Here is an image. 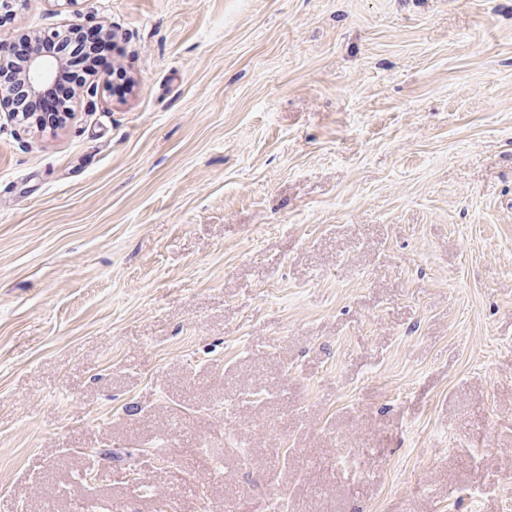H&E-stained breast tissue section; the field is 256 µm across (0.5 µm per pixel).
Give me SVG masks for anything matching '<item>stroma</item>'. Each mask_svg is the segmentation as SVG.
Returning a JSON list of instances; mask_svg holds the SVG:
<instances>
[{
    "label": "stroma",
    "mask_w": 512,
    "mask_h": 512,
    "mask_svg": "<svg viewBox=\"0 0 512 512\" xmlns=\"http://www.w3.org/2000/svg\"><path fill=\"white\" fill-rule=\"evenodd\" d=\"M20 2L133 86L0 108V512H512V0Z\"/></svg>",
    "instance_id": "1"
}]
</instances>
